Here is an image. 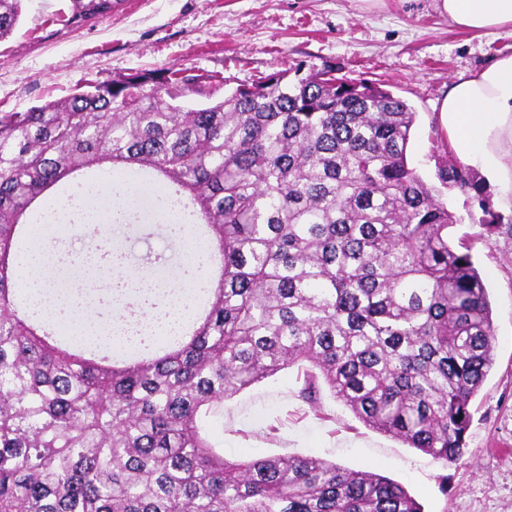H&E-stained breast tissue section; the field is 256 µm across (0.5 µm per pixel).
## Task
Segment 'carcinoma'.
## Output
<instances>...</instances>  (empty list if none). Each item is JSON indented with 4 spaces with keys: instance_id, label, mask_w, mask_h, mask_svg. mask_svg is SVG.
Returning a JSON list of instances; mask_svg holds the SVG:
<instances>
[{
    "instance_id": "obj_1",
    "label": "carcinoma",
    "mask_w": 512,
    "mask_h": 512,
    "mask_svg": "<svg viewBox=\"0 0 512 512\" xmlns=\"http://www.w3.org/2000/svg\"><path fill=\"white\" fill-rule=\"evenodd\" d=\"M21 3L0 0V40ZM104 4L74 0L70 21ZM301 71L158 69L0 112V512H422L376 473L216 450L204 418L302 362L305 401L325 387L371 429L463 454L492 313L455 214L408 163L416 112L328 64ZM106 162L190 208L215 274L187 332L120 360L27 316L16 276L32 204ZM438 179L478 190L457 161Z\"/></svg>"
}]
</instances>
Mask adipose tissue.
<instances>
[{"label":"adipose tissue","instance_id":"ef3b65f1","mask_svg":"<svg viewBox=\"0 0 512 512\" xmlns=\"http://www.w3.org/2000/svg\"><path fill=\"white\" fill-rule=\"evenodd\" d=\"M436 9L450 25L467 31L512 28V0H436ZM454 155L494 183L504 207L512 208V56L499 58L471 77L453 83L438 108ZM59 255L55 246L26 252L18 260L20 284L30 295L37 317L77 322L85 302L79 295L52 299L45 293L41 273ZM189 299L167 296L156 307L135 316H115L103 329L104 338L135 341L138 334L175 335L190 311Z\"/></svg>","mask_w":512,"mask_h":512}]
</instances>
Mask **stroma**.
<instances>
[{
	"label": "stroma",
	"instance_id": "stroma-1",
	"mask_svg": "<svg viewBox=\"0 0 512 512\" xmlns=\"http://www.w3.org/2000/svg\"><path fill=\"white\" fill-rule=\"evenodd\" d=\"M72 0H24L9 37L0 40V112L23 111L88 82L175 68L240 80L302 64L379 83L417 114L408 160L429 185L445 161L449 137L437 108L451 83L512 55V29L470 32L451 26L434 0H118L112 11L72 21ZM478 191L441 189L488 288L494 363L471 412L462 457L448 464L366 427L329 391L302 400L304 370L294 366L226 399L206 430L225 458L307 455L346 469L371 470L402 485L423 512H512V210L478 178ZM112 227L107 249L121 259V284L135 298L142 281L164 273L186 281L187 254L161 217ZM501 224L486 234L485 210ZM67 262L42 277L51 296L78 288L91 299L88 324L108 317L116 284L100 275L104 247L86 233L68 235Z\"/></svg>",
	"mask_w": 512,
	"mask_h": 512
}]
</instances>
